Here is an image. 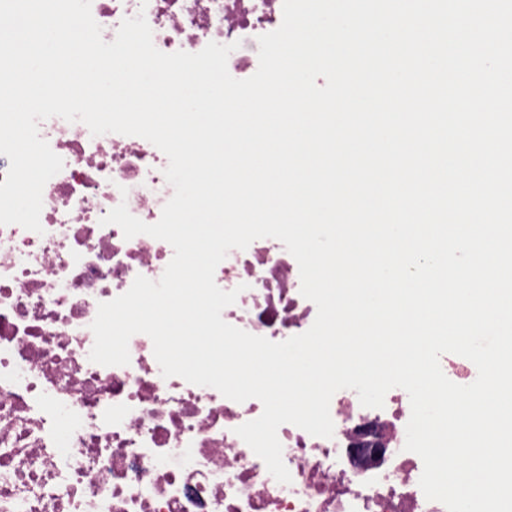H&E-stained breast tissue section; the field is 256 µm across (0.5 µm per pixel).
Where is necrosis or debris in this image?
<instances>
[{"label":"necrosis or debris","mask_w":512,"mask_h":512,"mask_svg":"<svg viewBox=\"0 0 512 512\" xmlns=\"http://www.w3.org/2000/svg\"><path fill=\"white\" fill-rule=\"evenodd\" d=\"M91 12L107 42L142 13L162 52L232 45L228 71L246 79L283 0H91ZM39 134L64 161L43 189L42 230L0 225V512H447L425 497L423 462L404 448V389L380 409L337 391L329 438L281 425L292 477L282 484L235 432L262 414L260 400L163 377L144 334L131 337L128 365L90 361L99 303L137 276L159 280L173 258L166 241L128 239L102 222L123 203L156 223L173 195L168 158L144 138L95 136L60 117ZM215 282L238 290L222 318L250 334L281 342L315 321L298 263L277 239L230 250ZM367 440L377 453L361 454Z\"/></svg>","instance_id":"4bbe7bcc"}]
</instances>
